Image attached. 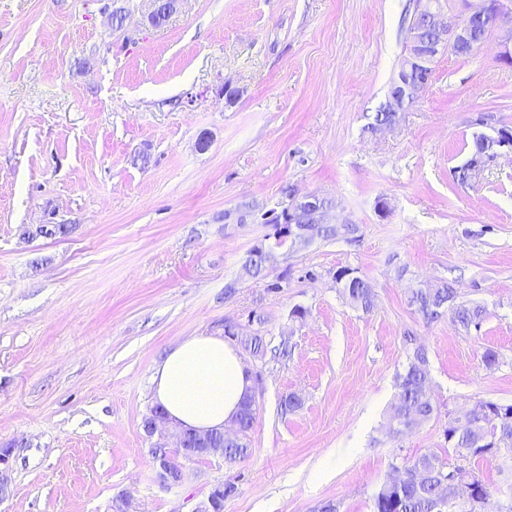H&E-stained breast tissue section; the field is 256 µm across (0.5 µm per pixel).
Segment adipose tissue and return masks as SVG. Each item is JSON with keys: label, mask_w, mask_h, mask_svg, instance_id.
Returning <instances> with one entry per match:
<instances>
[{"label": "adipose tissue", "mask_w": 512, "mask_h": 512, "mask_svg": "<svg viewBox=\"0 0 512 512\" xmlns=\"http://www.w3.org/2000/svg\"><path fill=\"white\" fill-rule=\"evenodd\" d=\"M152 384L173 424L203 432L233 424L252 379L222 338L191 336L156 365Z\"/></svg>", "instance_id": "1"}]
</instances>
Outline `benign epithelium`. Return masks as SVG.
Here are the masks:
<instances>
[{
	"mask_svg": "<svg viewBox=\"0 0 512 512\" xmlns=\"http://www.w3.org/2000/svg\"><path fill=\"white\" fill-rule=\"evenodd\" d=\"M177 0H155V9L151 15L152 23L162 24L173 11ZM463 5L460 18L453 22L441 19L440 0H423L420 10L424 17L421 26L409 30L408 52L397 77L393 81L389 94L390 112H403L418 98L428 84V80L412 78L414 72L431 73L436 57L448 46L463 50L470 46V33L474 25L486 29L492 23L512 20V0H460ZM326 207L318 203V196L307 194L284 203L278 210L265 212V219L271 224L279 225L275 242L289 241L293 245L308 242L305 232L307 224L323 223ZM172 431L176 438L179 455L187 462H193L207 456L205 437L184 428H171L169 419L163 409L156 411L144 428L147 435L157 432ZM158 477L165 485H173L182 479V468L174 462L158 464Z\"/></svg>",
	"mask_w": 512,
	"mask_h": 512,
	"instance_id": "7a95c632",
	"label": "benign epithelium"
}]
</instances>
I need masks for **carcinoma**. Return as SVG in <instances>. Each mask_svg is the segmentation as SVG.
I'll use <instances>...</instances> for the list:
<instances>
[{
	"label": "carcinoma",
	"instance_id": "carcinoma-1",
	"mask_svg": "<svg viewBox=\"0 0 512 512\" xmlns=\"http://www.w3.org/2000/svg\"><path fill=\"white\" fill-rule=\"evenodd\" d=\"M356 233L357 227L353 224H344L340 229L334 224H322L317 229L318 236L324 239L344 238L352 241ZM271 265L269 254L255 248L250 251L245 269L253 277H263ZM336 278L341 284L342 294L352 306L365 311L374 306L375 293L366 279L349 275L347 269L337 271ZM456 298L455 289L447 283L407 291V305L425 321H436L449 312L454 322L465 330H480L485 320L484 308L458 303ZM238 342L253 356L262 357L266 352L265 340L258 334L241 335ZM427 365V352L417 347L409 356L404 372L397 375L398 394L387 422L392 438L418 429L438 411L430 393ZM254 414L253 403L246 399L237 419L242 434L232 438L219 432L212 433L209 447L224 449V463L233 465L248 456L246 439ZM444 437L448 447L463 460L497 456L504 449L511 453L512 404L479 400L472 416L464 417L462 422H448ZM451 469L469 476L465 467L446 462L434 452L404 460L402 466L394 467V470L400 471L399 479L384 481L376 491L373 512H448V509L459 505L456 489L445 484ZM476 484L481 503L470 505L463 512H512V505L506 506L494 500L492 492L482 480H476Z\"/></svg>",
	"mask_w": 512,
	"mask_h": 512
}]
</instances>
